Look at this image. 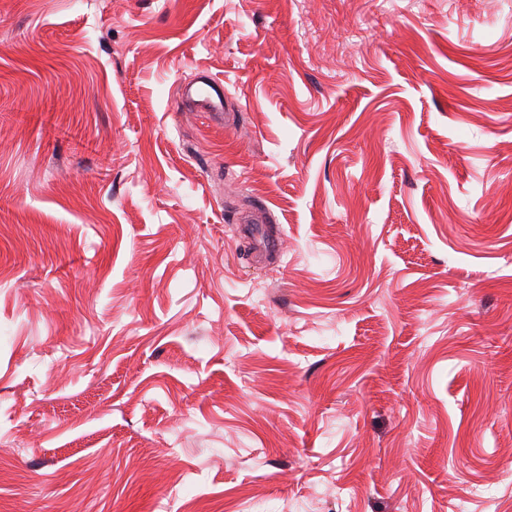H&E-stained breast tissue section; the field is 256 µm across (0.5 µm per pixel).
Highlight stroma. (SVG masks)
I'll list each match as a JSON object with an SVG mask.
<instances>
[{
	"label": "stroma",
	"mask_w": 512,
	"mask_h": 512,
	"mask_svg": "<svg viewBox=\"0 0 512 512\" xmlns=\"http://www.w3.org/2000/svg\"><path fill=\"white\" fill-rule=\"evenodd\" d=\"M267 502L512 512V0H0V512ZM181 101L192 112H208L214 121L223 119L224 87L207 74L185 83L181 88Z\"/></svg>",
	"instance_id": "obj_1"
}]
</instances>
